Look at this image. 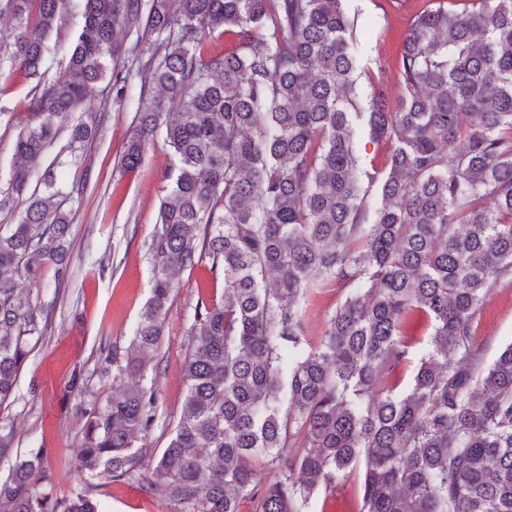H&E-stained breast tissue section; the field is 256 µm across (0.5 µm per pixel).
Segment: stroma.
Returning <instances> with one entry per match:
<instances>
[{"mask_svg": "<svg viewBox=\"0 0 512 512\" xmlns=\"http://www.w3.org/2000/svg\"><path fill=\"white\" fill-rule=\"evenodd\" d=\"M421 0H347L357 19V50L362 64L376 72L378 62L395 63L410 19ZM83 27L74 10H66L49 41V69L44 78L56 80L64 72L69 52ZM35 82L21 77L0 93V106L16 116L0 121V187L12 166L13 144ZM92 100L105 102L109 118L102 131L86 145L81 168H65L58 177L89 183L79 200L61 208L69 215L70 270L57 281L54 268H45L39 283L20 279L22 290L39 293L51 313V322L34 345L12 396L0 404V425L13 427L21 451L41 448L55 479L58 494L70 496L85 489L88 479L74 471L75 452L82 441L80 410L84 403L112 392V365L106 348L127 347L139 315L150 297L153 260L148 243L157 222L164 171L171 159L163 134L151 141L138 172L126 174L116 164L133 131L135 106L116 100L106 84L96 85ZM176 296L167 318L158 377V424L150 437L154 448L165 447L171 424L183 399L182 364L187 350L186 330L198 301L221 296L222 281L206 264L176 271ZM347 288L322 289L306 307L309 341H317L328 317L344 301ZM484 365L512 344V284L494 288L474 321ZM81 371V391L70 389L74 371ZM361 473L352 471L336 492L317 494L306 512H361ZM104 512H171L161 496H146L136 486L115 483L101 499Z\"/></svg>", "mask_w": 512, "mask_h": 512, "instance_id": "1", "label": "stroma"}]
</instances>
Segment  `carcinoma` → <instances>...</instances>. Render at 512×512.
Segmentation results:
<instances>
[{
  "mask_svg": "<svg viewBox=\"0 0 512 512\" xmlns=\"http://www.w3.org/2000/svg\"><path fill=\"white\" fill-rule=\"evenodd\" d=\"M347 0H0V76L41 75L70 4L83 28L61 77L31 90L0 189V404L32 351L42 312L16 277L64 276L68 215L83 194L56 170L105 120L89 90L139 88L119 168L137 170L165 128L173 164L148 249L151 296L131 345L107 352L112 394L83 411L75 470L162 493L173 512H304L364 462L362 512H512V344L482 368L473 322L512 278V0L421 8L394 69L358 88ZM234 47L208 54L204 36ZM157 47L147 60L145 35ZM98 122L64 129L72 112ZM68 143L48 150L63 131ZM361 135L389 145L361 163ZM209 261L224 282L187 329L184 396L165 448L158 351L176 271ZM352 287L304 349L305 305ZM431 351L408 393L411 321ZM0 428V512H101L88 491L59 497L44 449L13 454ZM277 476L258 481L261 469Z\"/></svg>",
  "mask_w": 512,
  "mask_h": 512,
  "instance_id": "carcinoma-1",
  "label": "carcinoma"
}]
</instances>
